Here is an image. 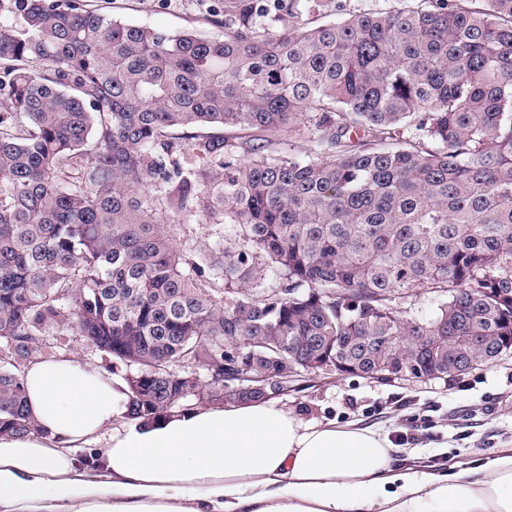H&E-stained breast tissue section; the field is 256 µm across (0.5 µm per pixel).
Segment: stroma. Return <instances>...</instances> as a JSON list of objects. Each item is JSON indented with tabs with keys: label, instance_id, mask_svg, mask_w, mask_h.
I'll list each match as a JSON object with an SVG mask.
<instances>
[{
	"label": "stroma",
	"instance_id": "35a3bbf8",
	"mask_svg": "<svg viewBox=\"0 0 512 512\" xmlns=\"http://www.w3.org/2000/svg\"><path fill=\"white\" fill-rule=\"evenodd\" d=\"M116 19L168 32L195 30L214 38L218 0H85ZM176 245L203 254L224 239L209 221L172 223ZM280 407L309 425L349 423L375 430L404 466L456 471L475 460L512 451V355L489 368L446 379H368L333 372L304 373L276 395Z\"/></svg>",
	"mask_w": 512,
	"mask_h": 512
}]
</instances>
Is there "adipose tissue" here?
<instances>
[{
    "mask_svg": "<svg viewBox=\"0 0 512 512\" xmlns=\"http://www.w3.org/2000/svg\"><path fill=\"white\" fill-rule=\"evenodd\" d=\"M23 380L39 431L0 435V512H512L510 453L413 471L375 431L312 426L270 399L143 423L125 416L122 376L73 356Z\"/></svg>",
    "mask_w": 512,
    "mask_h": 512,
    "instance_id": "ef3b65f1",
    "label": "adipose tissue"
}]
</instances>
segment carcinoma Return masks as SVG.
<instances>
[{
    "mask_svg": "<svg viewBox=\"0 0 512 512\" xmlns=\"http://www.w3.org/2000/svg\"><path fill=\"white\" fill-rule=\"evenodd\" d=\"M318 6L224 0L203 39L0 0V434L39 432L22 374L50 331L124 371L144 423L237 403L245 376L261 401L287 369L445 379L512 354V0L310 27ZM171 218L233 245L202 261ZM185 364L224 394H185ZM263 136L276 143V148L283 149L298 160L309 161L314 157L310 144L305 140L285 137L281 131L264 133ZM284 143L286 145H281Z\"/></svg>",
    "mask_w": 512,
    "mask_h": 512,
    "instance_id": "1",
    "label": "carcinoma"
}]
</instances>
